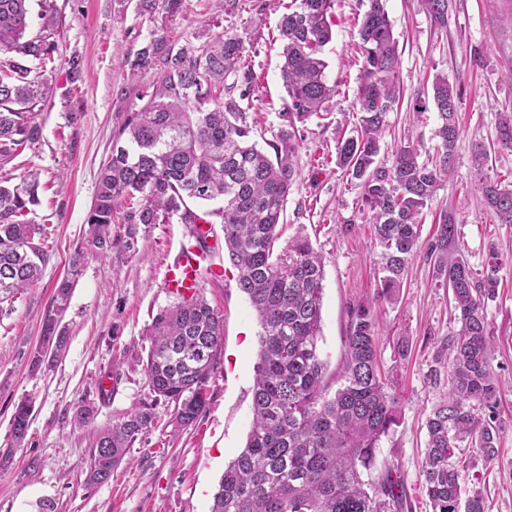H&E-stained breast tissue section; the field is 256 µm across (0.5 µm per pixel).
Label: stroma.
<instances>
[{"label":"stroma","mask_w":512,"mask_h":512,"mask_svg":"<svg viewBox=\"0 0 512 512\" xmlns=\"http://www.w3.org/2000/svg\"><path fill=\"white\" fill-rule=\"evenodd\" d=\"M60 24L57 56L78 58L80 75L55 71L52 93L41 111L40 143L5 168L0 181L17 182L31 168L41 172L39 205L31 215L44 227L53 248L41 280L16 296L0 315V512H210L212 497L228 463L244 448L252 421V388L259 330L236 272L222 261V275L206 278L201 292L224 321L211 400L195 426L177 440L155 429L135 444L127 464L103 484L84 483L82 468L91 431L121 420L150 397L142 360L145 333L161 310L177 297L162 286L166 264L187 246V227L178 219L139 225L134 253L113 249L84 263L61 320L69 332L65 352L52 366L34 372L31 354L41 344L45 319L53 315V288L66 275L86 230L100 169L112 151V132L130 108L118 98L124 60L149 40L151 23L135 0H50ZM257 10L243 22L231 9L214 13L208 0H183L177 30L238 33L256 49L257 84L248 112L257 142L271 140L287 96L280 76L282 14L273 0H255ZM367 0H335L332 39L323 49L327 75L337 91L322 115L302 127L296 163L301 172L288 197L281 242L306 234L325 258L320 358L331 388L340 385L347 310L350 302L371 299L380 286L379 248L360 210L359 191L347 188L336 166L339 133L356 122L354 91L358 18ZM398 40L401 100L388 116L381 146L389 158L403 135L417 140L421 156L437 145L435 110L417 114L413 99L435 76H446L461 92V134L448 182L426 211L421 240H431L434 220L453 212L457 238L449 258L473 268L496 261L500 288L487 305L493 332L492 366L503 381L499 417L504 425L498 458L485 462L471 448L457 450L465 466L463 490L483 489L488 512H512V225L494 223L474 193L479 174L472 162L474 143H492L496 115L512 104V0H450L448 26L431 24L420 0H386ZM77 112L68 122V112ZM451 296L439 287L425 255H418L394 299L377 306L380 363L398 397L397 422L376 450L364 478L376 482L385 466L404 480L403 512H430L420 490L425 419L444 396L446 383L430 376L441 342L455 330ZM118 371L115 387L102 395V377ZM31 401L27 441L14 445L10 419L16 405ZM94 409L92 424L76 420L80 407Z\"/></svg>","instance_id":"obj_1"}]
</instances>
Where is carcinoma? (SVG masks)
<instances>
[{
	"mask_svg": "<svg viewBox=\"0 0 512 512\" xmlns=\"http://www.w3.org/2000/svg\"><path fill=\"white\" fill-rule=\"evenodd\" d=\"M181 5L182 0L136 4L153 33L126 60L130 83L117 94L129 96L148 70L159 71V77L136 93L141 104L132 105L113 131L112 155L99 173L86 236L69 272L55 285L53 306L59 313L68 308L86 257L112 252L117 214L127 226L129 253L136 252L139 224H165L176 216L190 226L221 225L224 255L259 323V363L247 442L224 469L211 512H400L404 483L397 471L385 468L370 492L362 480L396 422L397 398L378 359L375 306L401 288L420 249L425 209L452 172L460 91L445 76L432 82L439 144L431 158L420 160L409 141L390 161H380L387 117L400 98V54L385 0H368L359 28L357 123L354 135L336 142V167L360 190L362 211L380 248V289L375 298L349 305L343 384L331 395L318 353L324 258L302 235L279 247L277 227L299 177V126L336 95L322 57L332 38L334 0H291L281 16V79L288 103L273 140L266 142L270 154L251 141L247 123L254 79L250 48L230 31L214 36L176 31ZM422 6L435 26L448 27V0H422ZM39 19L40 31L30 37V0H0L1 168L42 136L38 116L56 70L58 22L47 7ZM495 131L497 145L512 151V106L497 113ZM473 161L481 173L476 185L481 206L495 223L512 225V181L489 173L481 142L474 144ZM39 186L33 169L16 184H0V314L8 311L3 303L38 283L50 258L43 228L28 218L38 204ZM212 203L215 207L200 209ZM456 236L453 213L440 214L427 259L439 285L452 291L450 316L457 329L441 343L431 370L437 382L446 373L448 390L426 419L422 491L431 512H488L481 490L462 496L463 474L454 457L459 448H473L491 462L500 451L501 385L491 366L486 315L487 303L497 297L498 278L493 268L479 273L462 258H448ZM223 336V319L197 292L179 296L156 315L143 363L149 400L94 430L86 484L111 479L130 448L159 427V405L169 410L170 436L196 424L211 399L209 383ZM42 341L62 354L66 326L47 318ZM30 417V402L20 403L11 418L14 445L25 441Z\"/></svg>",
	"mask_w": 512,
	"mask_h": 512,
	"instance_id": "1",
	"label": "carcinoma"
}]
</instances>
